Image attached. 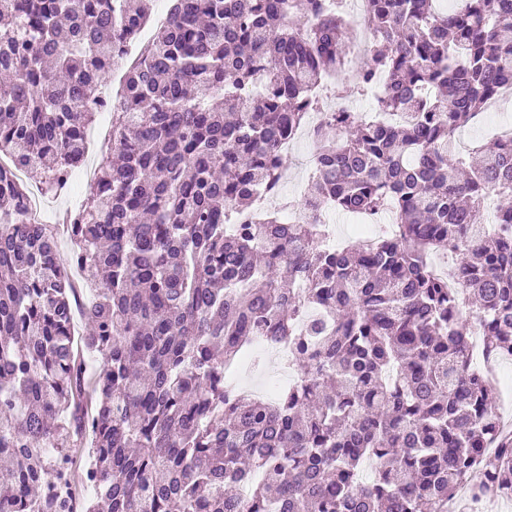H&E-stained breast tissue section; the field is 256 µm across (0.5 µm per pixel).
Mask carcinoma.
I'll list each match as a JSON object with an SVG mask.
<instances>
[{"label":"carcinoma","instance_id":"carcinoma-1","mask_svg":"<svg viewBox=\"0 0 512 512\" xmlns=\"http://www.w3.org/2000/svg\"><path fill=\"white\" fill-rule=\"evenodd\" d=\"M151 10L0 0V154L43 194L85 159L86 104ZM169 15L125 73L107 165L69 225L92 291L78 338L70 269L47 225L18 222L28 189L0 168V512H67L35 490L87 437L84 512H448L478 469L483 495L512 490L495 385L466 349L472 314L487 355L512 354V144L471 166L449 148L512 86V0H367L361 84L384 71L378 111L412 120L335 112L318 130L300 207L395 224L337 251L275 209L234 223L280 186L278 141L346 64L335 0H172ZM433 251L459 258L466 295ZM261 332L298 372L273 401L224 385ZM247 480V501L226 490Z\"/></svg>","mask_w":512,"mask_h":512}]
</instances>
